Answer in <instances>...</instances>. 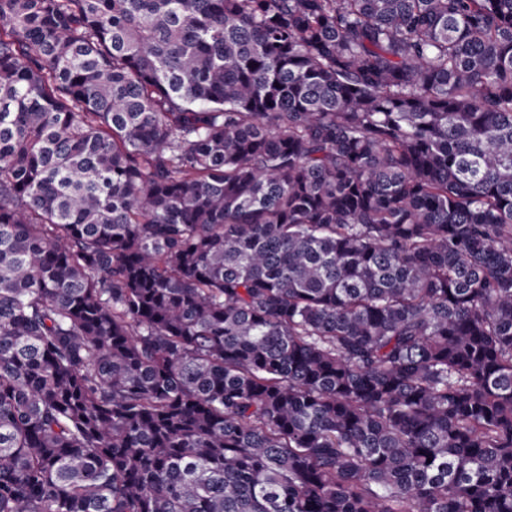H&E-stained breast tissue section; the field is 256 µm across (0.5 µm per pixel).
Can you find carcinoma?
Segmentation results:
<instances>
[{
    "label": "carcinoma",
    "mask_w": 512,
    "mask_h": 512,
    "mask_svg": "<svg viewBox=\"0 0 512 512\" xmlns=\"http://www.w3.org/2000/svg\"><path fill=\"white\" fill-rule=\"evenodd\" d=\"M0 512H512V0H0Z\"/></svg>",
    "instance_id": "obj_1"
}]
</instances>
